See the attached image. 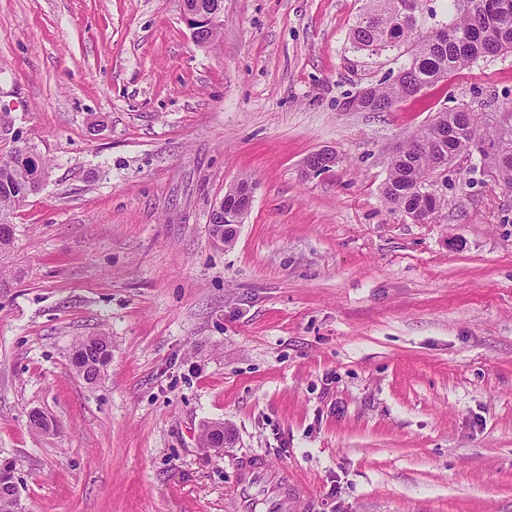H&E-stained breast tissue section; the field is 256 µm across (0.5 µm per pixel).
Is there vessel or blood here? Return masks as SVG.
I'll list each match as a JSON object with an SVG mask.
<instances>
[{"label":"vessel or blood","instance_id":"vessel-or-blood-1","mask_svg":"<svg viewBox=\"0 0 512 512\" xmlns=\"http://www.w3.org/2000/svg\"><path fill=\"white\" fill-rule=\"evenodd\" d=\"M238 481L234 496L239 512H247L253 490L272 491L277 512H307L310 499L286 467L272 464L265 455L241 457L235 464Z\"/></svg>","mask_w":512,"mask_h":512}]
</instances>
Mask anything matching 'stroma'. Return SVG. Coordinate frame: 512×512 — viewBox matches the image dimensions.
Instances as JSON below:
<instances>
[{"label":"stroma","instance_id":"1","mask_svg":"<svg viewBox=\"0 0 512 512\" xmlns=\"http://www.w3.org/2000/svg\"><path fill=\"white\" fill-rule=\"evenodd\" d=\"M364 6L224 0L202 46L180 0H0V155L49 163L0 254V458L25 512H236L251 453L309 512H512V193L460 160L428 222L382 196L435 112L512 99V52L349 110L397 69L352 52ZM319 151L337 162L314 174ZM87 336L112 345L93 384L70 362ZM238 183L251 185V182L247 178L240 180ZM236 184L231 187L225 194L224 198L213 208L211 213V221L212 224H220L215 225L216 227H210V234L213 238L215 233L220 234L224 237V226H230L231 224H242L245 215L248 213L250 208V203L253 198V188L243 186L241 184ZM227 197H235L236 200H240V207L235 212L225 213L224 210V201ZM228 222L223 224L222 222Z\"/></svg>","mask_w":512,"mask_h":512}]
</instances>
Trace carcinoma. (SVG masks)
I'll return each instance as SVG.
<instances>
[{
    "label": "carcinoma",
    "mask_w": 512,
    "mask_h": 512,
    "mask_svg": "<svg viewBox=\"0 0 512 512\" xmlns=\"http://www.w3.org/2000/svg\"><path fill=\"white\" fill-rule=\"evenodd\" d=\"M450 21L427 28L420 0H366L367 10L350 33V49L367 60L384 56L398 64L387 84H369L352 98L355 109L388 112L478 59L512 52V0H451ZM492 136L483 152V173L512 192V100L501 110L476 120L462 108L436 113L428 125L410 138L391 158L382 195L393 209L408 215L430 216L440 200L425 194V184L460 157H469L479 134ZM28 145L0 156V253L14 240L15 209L39 193L48 177V165L33 160ZM105 336L79 339L72 354L76 371L89 383L108 361L99 357ZM203 448H224V427H204ZM0 512H18V486L0 482Z\"/></svg>",
    "instance_id": "cac0c4a2"
}]
</instances>
